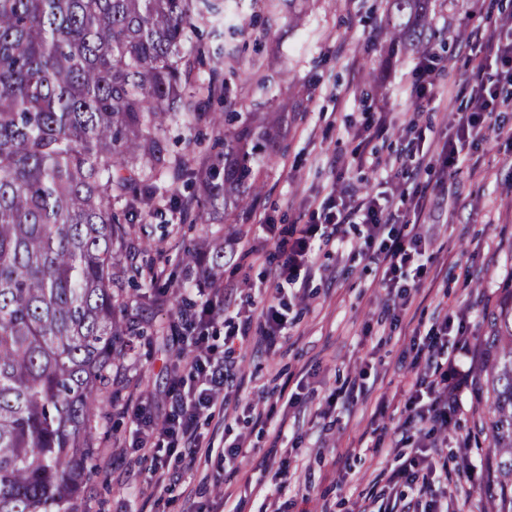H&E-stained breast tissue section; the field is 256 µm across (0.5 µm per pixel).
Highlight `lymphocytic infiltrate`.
I'll list each match as a JSON object with an SVG mask.
<instances>
[{
  "instance_id": "obj_1",
  "label": "lymphocytic infiltrate",
  "mask_w": 512,
  "mask_h": 512,
  "mask_svg": "<svg viewBox=\"0 0 512 512\" xmlns=\"http://www.w3.org/2000/svg\"><path fill=\"white\" fill-rule=\"evenodd\" d=\"M475 23L457 42L467 66L458 80L440 88L442 59L431 48L419 51L404 92L412 111L398 112L380 100L374 109L336 127L337 139L352 149L331 159L337 178L326 193L310 195L297 222L274 224L255 216L265 246L237 238L224 263L263 267L255 282L238 283L200 265L194 298L181 307L171 327L176 344H190L191 361L168 373L162 421H155V395L149 388L116 405L137 423L132 442L115 438L149 462L141 494L152 506L168 505L181 472L219 462L237 475L225 491L227 512H468V483L487 485L490 477L474 465L460 469L463 486L449 488L448 427L454 414L479 404L478 369L489 353L474 328V308L489 312L488 298H462L449 309L452 288L467 290L483 270L476 265L450 270L434 213L455 219L460 209L456 177L467 173L483 187L490 171L478 158L490 140L512 143V12L488 14L485 0H472ZM397 138L398 146L380 155L378 141ZM382 178L377 191L364 189L362 172ZM369 274L377 304L363 335L377 347L398 349L395 371L399 395L382 386L387 376L375 358L355 371L340 373L334 386L318 392L307 381L309 364L245 375L239 367L243 348L283 349L302 316L320 311V285L344 287L356 274ZM433 292L426 305L425 292ZM224 327V346L209 342L207 330ZM313 411L322 433L335 430L357 411L368 424L343 453L366 461L371 482L339 498L337 486H323L320 472L299 449L305 441L295 425ZM224 421V445L200 433V420ZM396 425H389V418ZM251 456L248 473L238 460Z\"/></svg>"
}]
</instances>
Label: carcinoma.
I'll list each match as a JSON object with an SVG mask.
<instances>
[{
	"instance_id": "obj_1",
	"label": "carcinoma",
	"mask_w": 512,
	"mask_h": 512,
	"mask_svg": "<svg viewBox=\"0 0 512 512\" xmlns=\"http://www.w3.org/2000/svg\"><path fill=\"white\" fill-rule=\"evenodd\" d=\"M419 0H388L390 40L417 37ZM221 0H0V512H68L98 474L96 418L112 403V366L139 331L150 259L128 205L151 207L172 169L169 121L198 119L190 91L204 48L185 51ZM224 176L205 200L245 210L282 112L213 117ZM482 366L478 417L495 460L496 512H512V280Z\"/></svg>"
}]
</instances>
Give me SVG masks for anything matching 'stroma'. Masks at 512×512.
Returning <instances> with one entry per match:
<instances>
[{
    "label": "stroma",
    "instance_id": "obj_1",
    "mask_svg": "<svg viewBox=\"0 0 512 512\" xmlns=\"http://www.w3.org/2000/svg\"><path fill=\"white\" fill-rule=\"evenodd\" d=\"M470 0H448L433 21L437 36L433 50L446 66L444 80L454 79L463 62L454 51V41L470 23ZM386 0H304L295 12L280 9L270 15L264 0H232L228 14L201 20L196 40L209 48L223 46L224 29L235 26L232 41L240 64L228 73L224 61L207 56L196 69L200 86L222 85V92L204 99V119L188 124L170 122L167 149L173 158L185 162L192 172L203 166H223L224 129L213 123L220 112H252L279 102L288 104V126L276 153L260 165V192L255 209L266 211L276 223L294 221L300 214L306 190L328 191L335 178L329 161L346 143L323 138L328 122L346 121L348 115L364 111L376 95L368 80L354 81L353 66L363 71L390 67L397 76H408L413 67L415 47L400 44L388 51L387 39L376 34ZM355 86L356 98L348 107H337L348 86ZM485 161L491 162L495 177L484 187L486 209L474 214L469 225L447 224L441 236L448 242L451 261L476 263L488 270L485 278L473 282L472 296L495 290L507 271L512 270V198L499 196L498 180L512 177V154L490 145ZM156 208L140 209L134 229L141 247L146 248L156 266L164 268L174 293L162 310L144 308L141 317L144 332L134 337V349L122 362V395H129L141 382L151 389L161 388L172 361L168 355L169 325L178 300L194 296L196 282L183 279L180 264L182 246L196 239L207 240L203 256L212 257L213 245L224 244L240 230L251 228V214L235 211L205 210L196 181L164 175L155 181ZM500 211L502 226L488 223L491 211ZM203 213V221H194V213ZM485 231L487 239L497 242L494 251L474 253L473 236ZM374 309L372 291L354 287L343 300L328 299L319 316L305 317L292 331L287 354L263 358L244 355L240 369L244 374L270 370L290 363H316L311 385L326 391L336 381L337 370L356 368L373 343L362 335L363 324ZM101 474L86 479L78 492L82 512H144L139 486L147 473L133 456H113L111 443H104L95 456ZM226 476L217 465L186 471L179 490L191 491L206 485V512H219Z\"/></svg>",
    "mask_w": 512,
    "mask_h": 512
}]
</instances>
